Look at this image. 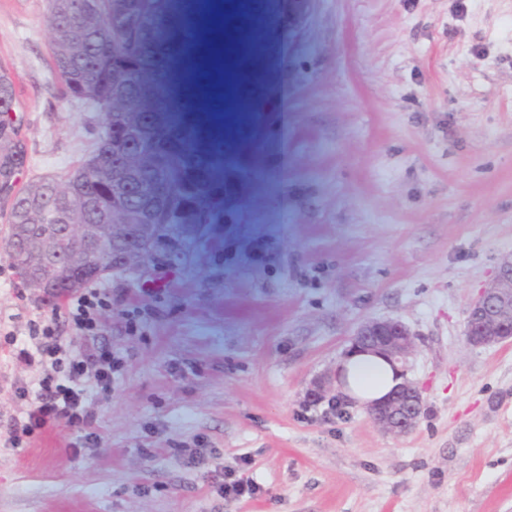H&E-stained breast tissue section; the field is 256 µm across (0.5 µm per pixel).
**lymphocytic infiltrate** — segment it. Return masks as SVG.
Masks as SVG:
<instances>
[{
  "instance_id": "f902f5d3",
  "label": "lymphocytic infiltrate",
  "mask_w": 512,
  "mask_h": 512,
  "mask_svg": "<svg viewBox=\"0 0 512 512\" xmlns=\"http://www.w3.org/2000/svg\"><path fill=\"white\" fill-rule=\"evenodd\" d=\"M112 301L100 286L80 288L52 302L49 318L29 321L27 338L0 328L1 351L19 364L43 370L34 383L13 384V395L22 407L6 424L12 447H28L45 428L59 423L77 434L69 444L72 455L99 445L101 435L86 405L85 382L94 379L100 393L110 394L124 367V358L101 337V316Z\"/></svg>"
}]
</instances>
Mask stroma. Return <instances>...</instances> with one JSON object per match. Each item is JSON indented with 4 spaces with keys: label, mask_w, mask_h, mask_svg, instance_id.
Returning <instances> with one entry per match:
<instances>
[{
    "label": "stroma",
    "mask_w": 512,
    "mask_h": 512,
    "mask_svg": "<svg viewBox=\"0 0 512 512\" xmlns=\"http://www.w3.org/2000/svg\"><path fill=\"white\" fill-rule=\"evenodd\" d=\"M49 0H0V63L14 77L22 182L64 178L104 114L60 97ZM142 105L177 177L169 235L104 312L125 360L111 395L89 388L103 435L80 456L49 428L0 433V512H512V345L464 340L470 305L512 255V0H256L222 41L256 39L262 127L224 126L256 165L215 178L208 88L165 73L183 11L144 0ZM196 30L195 42L214 37ZM0 323L48 313L4 245ZM416 336L406 377L423 408L384 432L345 403L304 411L357 326ZM182 448H203L188 467ZM260 486L220 499L214 472Z\"/></svg>",
    "instance_id": "stroma-1"
}]
</instances>
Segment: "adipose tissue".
<instances>
[{
  "label": "adipose tissue",
  "mask_w": 512,
  "mask_h": 512,
  "mask_svg": "<svg viewBox=\"0 0 512 512\" xmlns=\"http://www.w3.org/2000/svg\"><path fill=\"white\" fill-rule=\"evenodd\" d=\"M400 381L391 363L372 353H351L337 368L338 388L362 406L383 399Z\"/></svg>",
  "instance_id": "1"
}]
</instances>
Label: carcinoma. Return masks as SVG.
Returning <instances> with one entry per match:
<instances>
[{
    "instance_id": "cac0c4a2",
    "label": "carcinoma",
    "mask_w": 512,
    "mask_h": 512,
    "mask_svg": "<svg viewBox=\"0 0 512 512\" xmlns=\"http://www.w3.org/2000/svg\"><path fill=\"white\" fill-rule=\"evenodd\" d=\"M59 20L52 29V67L61 84L62 95L67 97L80 90L99 98L97 106L107 114L106 129L97 137L93 149L71 172L73 179L79 174L69 195L56 193L57 182L44 180L19 190L14 204L9 207V231L16 224H110L112 223V143L110 139L132 122L147 125L148 117L140 106L138 68L140 57L134 56L133 68L127 70L119 90L112 92V75L104 59L112 52H129L127 40L112 42V31L135 30L136 52H141L144 16L140 0H94L95 8L88 13H68L64 0H56ZM16 99L15 83L11 73L0 65V99ZM28 146H17L7 137L0 136V179H18L27 163ZM128 178L139 184L141 192L127 198L135 208L152 213L154 223L172 224L169 201L176 185V177L168 169L163 157L155 150L139 162Z\"/></svg>"
}]
</instances>
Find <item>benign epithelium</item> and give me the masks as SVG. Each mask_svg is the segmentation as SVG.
<instances>
[{
    "label": "benign epithelium",
    "mask_w": 512,
    "mask_h": 512,
    "mask_svg": "<svg viewBox=\"0 0 512 512\" xmlns=\"http://www.w3.org/2000/svg\"><path fill=\"white\" fill-rule=\"evenodd\" d=\"M127 141L112 144V154H126L132 142L152 145L146 129L130 124ZM112 211L110 224H47L41 235L10 236L5 243L19 257L26 272L25 282L50 297L78 285L70 277L90 271L99 276L117 272H136L150 255V246L162 233L161 225L151 223L139 210L125 211L117 219ZM135 231L121 261L112 263V248L119 237ZM465 341L473 347L512 343V257L504 260L493 282L471 305L465 326ZM415 336L397 319H370L363 322L351 347L380 353L393 363L405 365L413 353ZM422 408L419 390L406 381L381 403L367 407L371 420L388 433L403 435L418 424Z\"/></svg>",
    "instance_id": "obj_1"
}]
</instances>
